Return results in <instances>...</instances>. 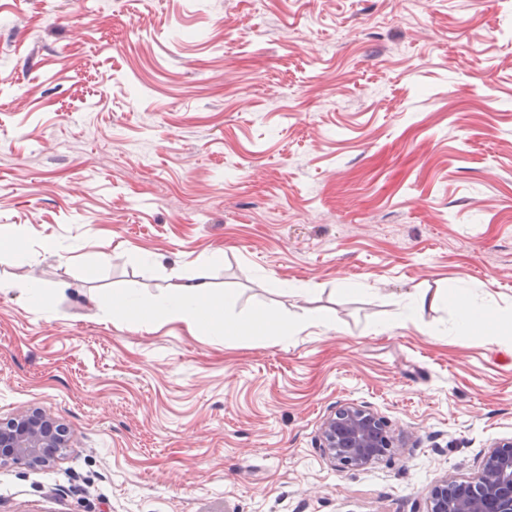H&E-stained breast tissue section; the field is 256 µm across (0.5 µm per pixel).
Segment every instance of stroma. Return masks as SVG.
<instances>
[{"label":"stroma","instance_id":"1","mask_svg":"<svg viewBox=\"0 0 512 512\" xmlns=\"http://www.w3.org/2000/svg\"><path fill=\"white\" fill-rule=\"evenodd\" d=\"M0 72V419L69 433L0 512H427L512 439V0H0ZM197 272L196 335L120 304ZM349 403L399 439L359 470L319 448ZM459 301L461 304L460 320L455 327V333L457 336L466 337L489 314L484 308L471 303L465 294L460 295Z\"/></svg>","mask_w":512,"mask_h":512}]
</instances>
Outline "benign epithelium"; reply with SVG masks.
<instances>
[{
  "mask_svg": "<svg viewBox=\"0 0 512 512\" xmlns=\"http://www.w3.org/2000/svg\"><path fill=\"white\" fill-rule=\"evenodd\" d=\"M394 443L386 420L363 405L336 409L321 427L320 448L341 468L362 469L390 452ZM66 447L67 428L41 409L0 420L1 464L49 466ZM428 512H512V440L490 448L473 478H447L435 485Z\"/></svg>",
  "mask_w": 512,
  "mask_h": 512,
  "instance_id": "1",
  "label": "benign epithelium"
}]
</instances>
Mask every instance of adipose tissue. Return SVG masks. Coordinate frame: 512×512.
Wrapping results in <instances>:
<instances>
[{
	"mask_svg": "<svg viewBox=\"0 0 512 512\" xmlns=\"http://www.w3.org/2000/svg\"><path fill=\"white\" fill-rule=\"evenodd\" d=\"M211 288L207 277L196 273L186 278L178 288L152 296L148 301L129 299L132 307L146 306L148 314L139 319L140 329L151 330L158 324L177 321L184 324L188 333H195L202 312V303L210 295Z\"/></svg>",
	"mask_w": 512,
	"mask_h": 512,
	"instance_id": "obj_1",
	"label": "adipose tissue"
}]
</instances>
